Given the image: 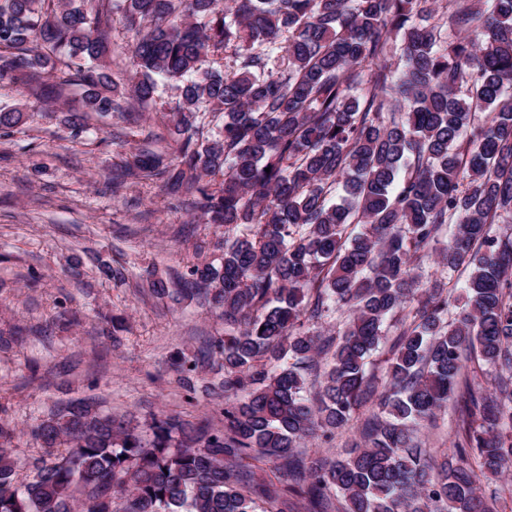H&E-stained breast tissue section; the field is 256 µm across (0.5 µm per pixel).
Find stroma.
Here are the masks:
<instances>
[{
	"label": "stroma",
	"instance_id": "stroma-1",
	"mask_svg": "<svg viewBox=\"0 0 512 512\" xmlns=\"http://www.w3.org/2000/svg\"><path fill=\"white\" fill-rule=\"evenodd\" d=\"M81 95L71 85L46 100L23 81L0 82V107L27 117L21 132L0 137V423L16 428L11 447L28 476L41 452L33 429L72 399H94L141 432L160 409L224 423L221 373L195 377L188 390L173 366L223 337L218 309L150 287L219 263L224 231L168 194L164 177L124 176L142 144L175 154L156 121L175 95L160 88L136 120L91 117L75 138L68 120ZM106 265L122 278L103 276Z\"/></svg>",
	"mask_w": 512,
	"mask_h": 512
}]
</instances>
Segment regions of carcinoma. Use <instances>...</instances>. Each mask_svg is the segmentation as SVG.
Wrapping results in <instances>:
<instances>
[{
	"instance_id": "obj_1",
	"label": "carcinoma",
	"mask_w": 512,
	"mask_h": 512,
	"mask_svg": "<svg viewBox=\"0 0 512 512\" xmlns=\"http://www.w3.org/2000/svg\"><path fill=\"white\" fill-rule=\"evenodd\" d=\"M0 0V80L74 82L108 116L166 81L170 191L224 227L186 291L224 316L183 383L224 366V428L152 415L145 440L88 399L34 430L20 477L0 424V512H493L512 469V0ZM119 9L135 74L104 61ZM235 47L238 69L204 70ZM25 123L0 109V135ZM163 165L140 151L139 179ZM222 174L217 187L205 178ZM469 271L422 281L429 258ZM345 317L336 336L314 326ZM383 348L382 378L370 357ZM457 407L452 461L419 434ZM359 441L307 461L310 439Z\"/></svg>"
}]
</instances>
